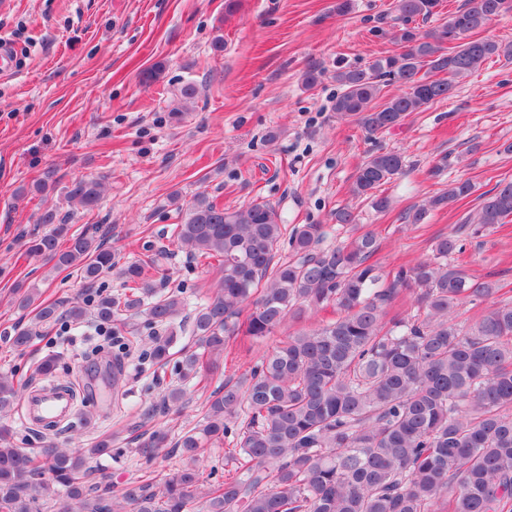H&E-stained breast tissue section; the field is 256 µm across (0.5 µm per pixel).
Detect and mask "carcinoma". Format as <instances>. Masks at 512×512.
I'll use <instances>...</instances> for the list:
<instances>
[{"label":"carcinoma","instance_id":"1","mask_svg":"<svg viewBox=\"0 0 512 512\" xmlns=\"http://www.w3.org/2000/svg\"><path fill=\"white\" fill-rule=\"evenodd\" d=\"M438 4L394 0L398 50L363 68L336 69L337 114L355 119L370 136L387 133L448 98L456 79L512 57V42L474 37L508 0H465L432 30L411 25L433 16ZM393 82L397 94L385 91ZM404 168L400 153L374 151L358 167L351 192L385 212L392 200L384 186ZM102 190L98 179L75 177L66 197L92 211ZM473 192L470 179L454 180L402 220L415 228ZM183 212L174 239L215 268L217 280L192 319L203 354L181 350L182 379L216 368L230 342L262 341L306 308H329L332 317L288 334L241 381L214 392L202 421L173 445L181 465L160 479L129 481L115 495L90 482L91 463L112 451V439L73 453L44 448L38 465L0 424V512H41L60 492L69 501L64 512H512V297L497 282L466 274L454 258L467 238L512 220V181L482 195L474 216L389 279L373 262L376 233L349 208L336 210L335 220L352 234L327 247L322 225L303 224L288 236L281 215L263 201L230 210L202 192ZM38 223L51 230L33 238L30 252L56 269L78 268L86 288L115 266L112 249L70 232L57 210H44ZM285 245L291 255L280 261ZM161 258L160 252L120 268L134 283L127 293H97L62 313L56 304H41L37 319L121 321L132 336L116 343L129 350L141 340L131 320L143 314L147 324L167 328L145 351L163 365L178 338L173 324L184 301L177 293L155 297L149 269ZM404 298L410 309L395 311ZM486 301L475 319L458 320L465 304ZM19 400L14 377L0 373V414ZM228 434L236 468L206 487L195 463ZM168 445V435L154 430L139 451L152 459ZM37 466L50 479L39 478Z\"/></svg>","mask_w":512,"mask_h":512}]
</instances>
